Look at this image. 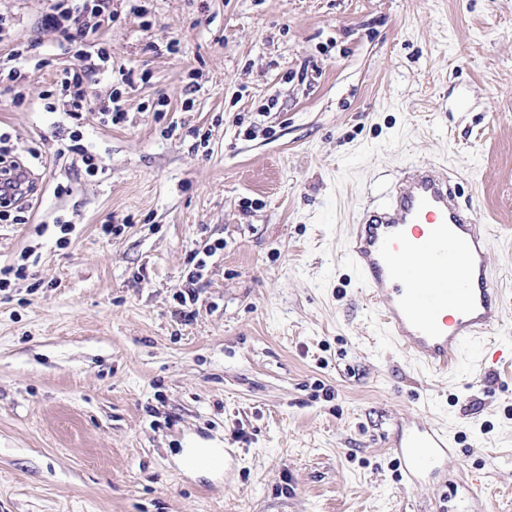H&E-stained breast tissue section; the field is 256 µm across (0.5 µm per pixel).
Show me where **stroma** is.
I'll use <instances>...</instances> for the list:
<instances>
[{"mask_svg": "<svg viewBox=\"0 0 512 512\" xmlns=\"http://www.w3.org/2000/svg\"><path fill=\"white\" fill-rule=\"evenodd\" d=\"M141 5L99 34L92 94L121 89L127 117L84 113L90 177L41 101L81 61L40 30L47 0H0V55L45 61L23 103L0 95L37 176L29 222L0 223V268L28 266L0 291V512H512V361L421 371L344 253L406 170L447 169L496 229L512 346V0ZM404 417L457 435L446 495L400 479ZM186 448L226 449L223 470Z\"/></svg>", "mask_w": 512, "mask_h": 512, "instance_id": "obj_1", "label": "stroma"}]
</instances>
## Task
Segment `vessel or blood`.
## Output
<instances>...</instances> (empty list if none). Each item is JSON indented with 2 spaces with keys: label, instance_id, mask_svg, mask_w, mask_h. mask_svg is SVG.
<instances>
[{
  "label": "vessel or blood",
  "instance_id": "1",
  "mask_svg": "<svg viewBox=\"0 0 512 512\" xmlns=\"http://www.w3.org/2000/svg\"><path fill=\"white\" fill-rule=\"evenodd\" d=\"M492 230L458 202L447 170L414 166L366 207L347 242L372 311L425 370L448 374L460 355L478 364L512 360L490 342L502 325V290L489 264ZM415 263H406L408 255ZM392 449L411 488L429 482L456 453L447 429L409 419Z\"/></svg>",
  "mask_w": 512,
  "mask_h": 512
}]
</instances>
